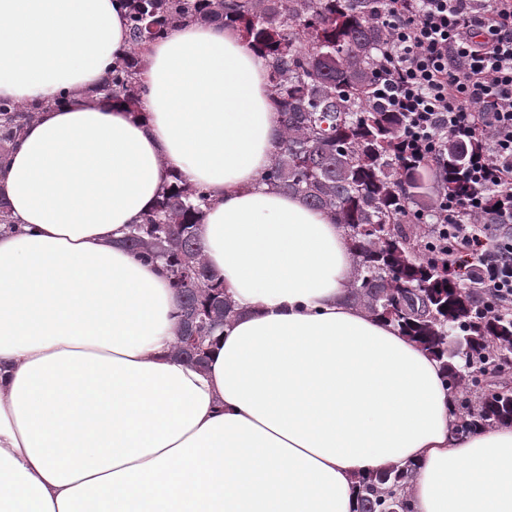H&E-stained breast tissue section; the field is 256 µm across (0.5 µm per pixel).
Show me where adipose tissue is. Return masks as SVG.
I'll use <instances>...</instances> for the list:
<instances>
[{
  "instance_id": "1",
  "label": "adipose tissue",
  "mask_w": 512,
  "mask_h": 512,
  "mask_svg": "<svg viewBox=\"0 0 512 512\" xmlns=\"http://www.w3.org/2000/svg\"><path fill=\"white\" fill-rule=\"evenodd\" d=\"M122 0H0V97L60 98L0 170V512H357L415 465L414 512H512V423L460 437L442 365L349 306L334 216L260 177L280 118L229 28L168 29L140 111L98 95ZM239 316L205 369L175 358L180 298L122 240L172 174ZM414 471L413 463L403 462L361 477L358 512H414L409 495Z\"/></svg>"
}]
</instances>
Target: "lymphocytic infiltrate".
Masks as SVG:
<instances>
[{"mask_svg":"<svg viewBox=\"0 0 512 512\" xmlns=\"http://www.w3.org/2000/svg\"><path fill=\"white\" fill-rule=\"evenodd\" d=\"M385 22L392 47L381 96L403 113L421 160L435 165L447 134L489 146L470 168L469 196L441 200L439 234L484 288L512 303V0H414L389 9ZM492 186L503 223L468 224Z\"/></svg>","mask_w":512,"mask_h":512,"instance_id":"obj_1","label":"lymphocytic infiltrate"}]
</instances>
